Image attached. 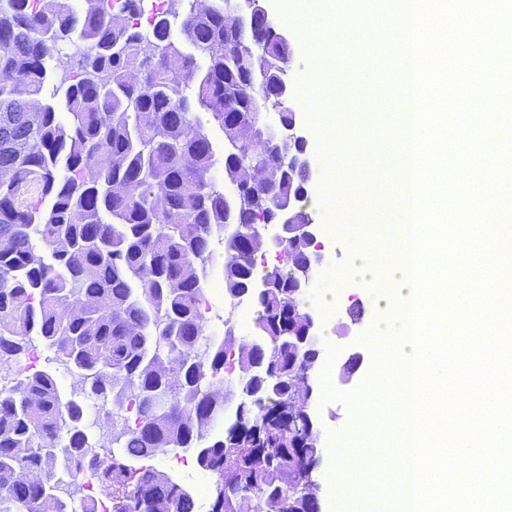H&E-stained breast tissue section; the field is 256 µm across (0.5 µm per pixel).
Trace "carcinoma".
<instances>
[{"label":"carcinoma","mask_w":512,"mask_h":512,"mask_svg":"<svg viewBox=\"0 0 512 512\" xmlns=\"http://www.w3.org/2000/svg\"><path fill=\"white\" fill-rule=\"evenodd\" d=\"M83 2L0 0V368L38 343L82 382V396H66L49 366L0 387V512H67L84 461L115 487L112 512H196L189 488L147 464L161 452H191L222 481L211 512H318L292 495L307 465L293 453L303 424L284 381L306 364L288 351L304 310L286 295L314 246L270 264L262 234L308 179L265 148L260 108L280 100L288 41L263 13L229 23L232 0H167L145 27L117 19L141 15L144 0ZM178 19L191 52L173 39ZM63 42L83 48L61 57ZM198 108L223 131V152ZM267 166L273 192L255 176ZM241 225L255 230L246 253ZM215 242L233 257L224 294L254 306L253 340L238 349L234 327L217 336L201 311ZM240 390L249 400L228 426ZM90 401L112 404L119 462L94 451Z\"/></svg>","instance_id":"carcinoma-1"}]
</instances>
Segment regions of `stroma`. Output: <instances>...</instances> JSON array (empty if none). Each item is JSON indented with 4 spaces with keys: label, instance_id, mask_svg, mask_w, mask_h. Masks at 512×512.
Wrapping results in <instances>:
<instances>
[{
    "label": "stroma",
    "instance_id": "stroma-1",
    "mask_svg": "<svg viewBox=\"0 0 512 512\" xmlns=\"http://www.w3.org/2000/svg\"><path fill=\"white\" fill-rule=\"evenodd\" d=\"M270 14L283 21L293 48V56L288 67L289 82L294 87L291 104L299 113L306 115V104L303 95L298 91L299 81L306 78L312 69V56L304 30L309 23V12L298 7L296 0H265ZM325 47L334 54V68L327 73L326 79L330 89L320 100L321 112L324 116H336L339 129L336 133L337 148H344L347 143L348 127H357L364 143L374 142L372 133L373 116L357 117L351 99L345 93V83L351 72L360 65L350 45L344 40L326 39ZM341 104V114H334V104ZM309 151L312 162V179L308 209L316 224L323 229L324 262L312 281L310 290L305 297L306 307L314 316L319 333V344L322 350L338 348L339 353L333 362L334 368H341L348 354L353 351L362 355L361 363L351 380L337 383V398H324L320 391L321 377L313 375L314 393L311 400L315 420L321 432L323 446H330L335 435L346 433L352 421L349 406L341 401L340 396L354 391L367 376L372 358L368 347L367 336L374 322L379 320L380 313L370 300L366 299L358 278L346 275L345 269L352 261L354 241H362L369 248H378L383 244L377 234L353 233L335 230L331 218L337 217V210L325 206L321 195V181L326 169V160L320 150L324 136L315 129H307ZM334 291L335 301L332 307H324L322 298L327 291ZM362 307L363 314L358 321H351L349 311Z\"/></svg>",
    "mask_w": 512,
    "mask_h": 512
}]
</instances>
